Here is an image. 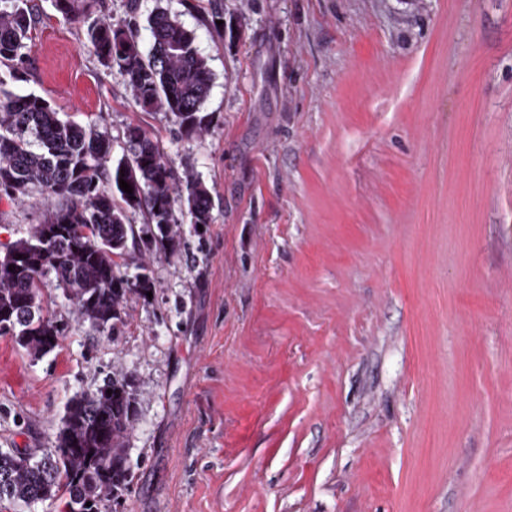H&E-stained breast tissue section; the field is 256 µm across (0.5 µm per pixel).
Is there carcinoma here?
Here are the masks:
<instances>
[{
  "mask_svg": "<svg viewBox=\"0 0 512 512\" xmlns=\"http://www.w3.org/2000/svg\"><path fill=\"white\" fill-rule=\"evenodd\" d=\"M29 2L0 0V64L8 70V76L0 74V200L36 192L64 204L5 252L25 254L35 246L40 267L23 261L0 273V336L11 337L38 358L56 348L50 338L64 331L44 314L38 287L42 276L51 273L67 286V299L81 321L113 336L124 322L127 296L150 291L147 276L130 280L117 271V259L128 247L151 244L136 234L129 214L142 213L162 241H175L178 220L171 169L140 127L126 131L131 156L108 167L112 144L106 132L63 119L40 96L9 89L8 82L22 78L41 21ZM93 2L51 0V5L62 18L86 24L99 63L120 73L138 107L171 114L187 137L202 133L209 124L203 105L211 71L193 34L158 8L147 18L151 45L145 52L139 40V0H129L122 25L95 17ZM121 178L133 193L120 188ZM185 192L190 223H211L206 185L189 174ZM48 224H62L64 232L48 238ZM136 419L137 397L123 373L112 375L104 389L72 399L54 448L37 459L0 450V502L27 505L66 495L68 512H102L108 503H120L132 478L126 438Z\"/></svg>",
  "mask_w": 512,
  "mask_h": 512,
  "instance_id": "cac0c4a2",
  "label": "carcinoma"
}]
</instances>
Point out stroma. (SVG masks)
I'll return each instance as SVG.
<instances>
[{
    "label": "stroma",
    "instance_id": "obj_1",
    "mask_svg": "<svg viewBox=\"0 0 512 512\" xmlns=\"http://www.w3.org/2000/svg\"><path fill=\"white\" fill-rule=\"evenodd\" d=\"M33 2L13 91L106 128L115 161L140 126L181 235L120 259L152 295L115 337L42 278L68 329L40 358L0 336V450L55 447L121 371L134 477L103 512H512V0H140L208 60L192 138ZM46 214L0 201V255ZM186 208L190 224H210L212 199L206 185L193 174L185 178Z\"/></svg>",
    "mask_w": 512,
    "mask_h": 512
}]
</instances>
